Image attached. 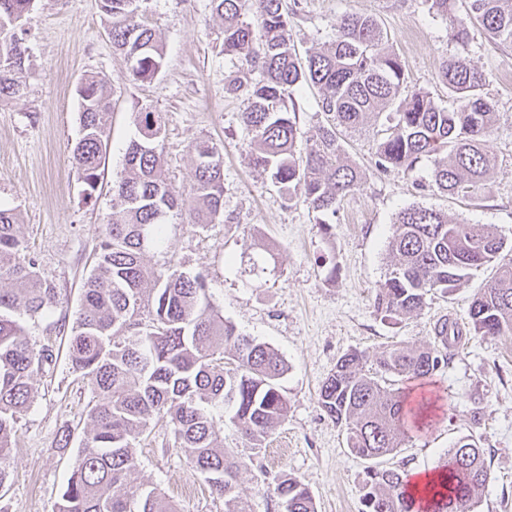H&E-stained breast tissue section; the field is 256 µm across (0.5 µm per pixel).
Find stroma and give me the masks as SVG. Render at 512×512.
<instances>
[{"instance_id":"stroma-1","label":"stroma","mask_w":512,"mask_h":512,"mask_svg":"<svg viewBox=\"0 0 512 512\" xmlns=\"http://www.w3.org/2000/svg\"><path fill=\"white\" fill-rule=\"evenodd\" d=\"M283 6L302 56L323 48L341 15L373 17L402 61L408 88L442 105L448 90L441 65L464 54L486 74L485 92L497 112L496 128L485 140L497 165L486 186L471 196L441 194L428 186L427 161L411 172L378 171L369 126L344 143L363 183L340 201L329 231H321L315 212L288 200L269 174L248 164L243 96L227 89L237 68L224 56L211 0H148L145 20L165 51L164 67L149 83L135 80L127 58L113 48L97 0H35L25 33L29 58L17 75L24 93L0 101V206L17 213L29 256L59 288L62 302L52 317L29 326L33 339L52 340L54 360L37 375L36 399L18 422L10 476L0 489L8 512H53L76 454L74 447L57 451L56 440L69 428L81 441L88 423L91 394L70 369L67 341L112 215V177L137 135L142 107L165 116L166 168L176 187L187 191L195 181L196 142L221 148L224 164L223 219L200 229L178 218L167 225L164 245L146 251V264L202 274L225 319L269 343L288 367L280 381L288 413L260 449H251L229 421L216 423L225 447L242 456L238 491L252 512H283L273 492L282 474L306 485L317 512H362L368 462L351 453L344 432L320 407L322 383L348 351L371 358L393 343L425 346L433 343L438 320L467 324L472 297L491 269L474 272L453 293L427 295L422 310L404 318L375 312L373 297L390 261L393 222L405 207L495 224L512 241V47L495 44L477 27L468 45H459L445 18L423 0H284ZM91 75L111 87L112 114L105 176L88 198L70 157L80 136L76 87ZM265 246L273 260L264 273H250L249 258ZM451 353L448 368L435 375L450 395L447 405L431 428L380 464L429 472L455 442L474 439L490 470L476 512H512V334H466ZM137 454L140 483L159 489L180 512H224L223 501L177 450L173 434L150 435Z\"/></svg>"}]
</instances>
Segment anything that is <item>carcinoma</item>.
<instances>
[{
  "label": "carcinoma",
  "mask_w": 512,
  "mask_h": 512,
  "mask_svg": "<svg viewBox=\"0 0 512 512\" xmlns=\"http://www.w3.org/2000/svg\"><path fill=\"white\" fill-rule=\"evenodd\" d=\"M112 46L131 62L134 79L154 80L164 63L155 29L142 20L144 0H98ZM448 20L465 45L478 24L502 46L512 47V0H465L458 15L453 0H424ZM224 22V56L242 70L258 73L250 82L234 78L228 90L245 91L241 122L253 144L250 165L327 223L336 206L361 185L360 169L347 161L345 133L378 127L375 166L412 171L422 159L432 164L431 186L450 196H466L486 184L494 158L484 139L497 122L484 93L486 75L466 57L442 63L441 79L454 106L435 103L425 92H405L399 56L368 16L345 13L325 47L300 58L292 43L282 0H212ZM33 0H0V99L21 94L13 78L22 70L28 47L22 22ZM304 85L322 92L326 124L305 151L296 112L288 100ZM80 138L72 165L85 185L97 190L106 159L112 91L94 76L77 87ZM393 122H381L390 107ZM138 139L129 146L112 181L115 211L105 224L95 264L84 284L69 336L72 372L92 398L88 424L55 512H177L156 489L135 484L137 445L152 426L163 423L174 435L190 467L224 501V512H251L237 491L240 462L224 447L216 417H224L250 443L260 446L288 412L280 379L287 366L268 343L242 333L224 318L208 294L204 278L179 269L153 270L143 263L149 246L165 240L175 212L201 229L224 214V168L219 149L199 141L195 183L189 193L166 175L163 113H138ZM18 216L0 207V487L9 476L10 450L19 415L35 399V376L53 362V349L29 336L28 322L50 316L61 303L56 285L43 278L16 230ZM505 239L494 224L477 229L452 221L433 208L411 205L398 212L388 241L390 264L376 289L373 307L387 317L419 312L426 295L451 292L472 271L495 266L494 275L472 298L470 329L480 336L512 332V262H499ZM461 338L444 318L427 347L387 345L365 368L360 351L344 354L322 383L319 404L341 426L350 451L376 460L401 447L429 402L410 399V382L432 378L448 365L450 342ZM439 489L425 512H474L475 495L490 479L483 449L462 439L435 467ZM274 493L285 512H317L305 485L283 474ZM362 512H419L423 502L409 492V475L392 468H367Z\"/></svg>",
  "instance_id": "1"
}]
</instances>
